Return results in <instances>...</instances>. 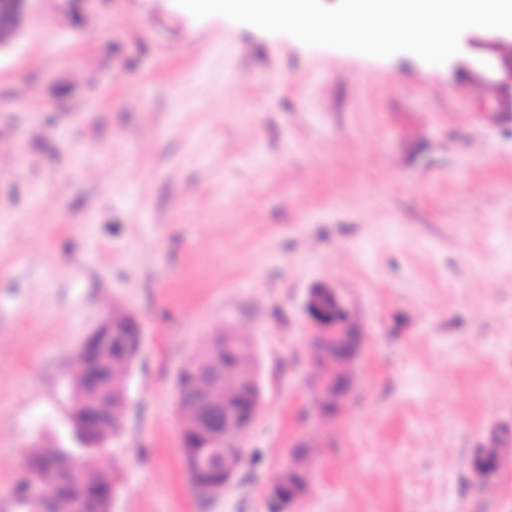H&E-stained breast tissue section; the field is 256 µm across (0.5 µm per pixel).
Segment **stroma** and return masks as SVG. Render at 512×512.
<instances>
[{
	"label": "stroma",
	"instance_id": "1",
	"mask_svg": "<svg viewBox=\"0 0 512 512\" xmlns=\"http://www.w3.org/2000/svg\"><path fill=\"white\" fill-rule=\"evenodd\" d=\"M308 46L176 0H33L0 54V512L72 405L75 352L112 309L141 322L112 512H268L306 438L292 512H512V90L471 67ZM366 336L349 412L308 418L313 286ZM248 338L261 405L217 495L180 453L176 375ZM289 459L290 465H297L298 467H289L288 473L281 476V480L288 482V501H283L280 498L279 490L281 485L274 479L267 488L266 497L268 495L273 498L280 507L288 503V508L295 502L300 501L306 495L309 488V472L307 468L308 461L311 458L312 448L307 443H299L294 446Z\"/></svg>",
	"mask_w": 512,
	"mask_h": 512
}]
</instances>
